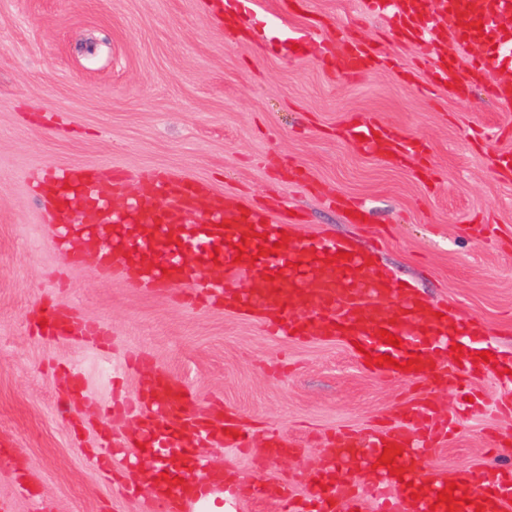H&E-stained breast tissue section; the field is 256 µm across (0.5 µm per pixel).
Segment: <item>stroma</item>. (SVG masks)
<instances>
[{
  "instance_id": "stroma-1",
  "label": "stroma",
  "mask_w": 512,
  "mask_h": 512,
  "mask_svg": "<svg viewBox=\"0 0 512 512\" xmlns=\"http://www.w3.org/2000/svg\"><path fill=\"white\" fill-rule=\"evenodd\" d=\"M205 2L0 0V512H145L144 494L92 460L136 427L104 411L142 393L150 368L253 432L244 451L200 450L237 478L236 512H279L249 493L271 477L306 495L337 430L380 429L413 395L457 416L453 437L427 449L430 470L512 467V415L500 408L512 383L495 370L473 378L483 403L465 411L440 380L377 377L340 341L276 337L213 299L103 281L93 263L74 267L53 246L29 171L121 170L139 194V172L168 170L280 219L300 211L296 236L328 233L373 252L512 353V177L497 163L512 154V110L481 90L463 101L423 92L453 35L430 45L395 38L362 0H298L286 15L278 0H239L243 32ZM340 27L380 44L406 80L387 68L353 79L322 59L317 39ZM355 115L422 140L430 178L338 138ZM347 202L362 204L370 225L351 223ZM51 304L103 325L107 343L36 336L28 320ZM272 434L297 453L266 459Z\"/></svg>"
}]
</instances>
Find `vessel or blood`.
I'll use <instances>...</instances> for the list:
<instances>
[{
  "instance_id": "1",
  "label": "vessel or blood",
  "mask_w": 512,
  "mask_h": 512,
  "mask_svg": "<svg viewBox=\"0 0 512 512\" xmlns=\"http://www.w3.org/2000/svg\"><path fill=\"white\" fill-rule=\"evenodd\" d=\"M368 8L390 17L393 34L418 43L454 27L458 51L436 64L432 85L452 97L479 87L512 108V82L495 77L497 71L512 68V0H369ZM469 49L475 52L473 60L460 67L457 54ZM323 50L352 78L386 62L379 46L351 36L324 43ZM340 133L351 140L364 136L365 149L394 161L426 155L424 145L375 121L350 120ZM145 178L152 194L130 198L126 175H115L105 188L98 170L84 164L50 165L29 174L51 214L55 248L73 265L94 261L102 279L123 278L129 287L144 291L192 287L219 299L228 310L261 315L276 335L306 339L317 334L348 346L361 344L372 356L392 357V364L378 368V375L398 373L410 383L432 378L433 364L447 359L457 344L463 347L464 371L485 369L479 324L438 316L437 306L415 287L399 286L389 269L375 265L372 254L332 235L283 240L286 223L266 211L166 171H150ZM216 264L223 276L203 278V270ZM45 317L40 334L46 339L94 332L87 322H74L54 308ZM385 330L400 337V346L383 342ZM407 361L411 369L397 372L396 363ZM127 410L140 425L121 445L144 447L152 461L142 474L149 489L146 512H197L201 499L216 486L232 496L222 473L208 465L196 446L247 448L252 441L248 431L231 420L211 423L209 412L161 372L154 373L151 388ZM401 417L403 426L365 446L355 435L337 432L328 461L312 471L311 490L304 498L279 479L255 484L253 496L276 501L287 512H398L403 495L411 497L412 512H512L511 469L491 473L471 467L457 480L455 502H438L447 478L427 469L424 455L453 427L423 400L407 403ZM402 456L413 465L398 478L385 463ZM159 459L169 463L173 476L162 477L155 465ZM339 466L369 470L373 487L366 490L337 480L334 470Z\"/></svg>"
}]
</instances>
